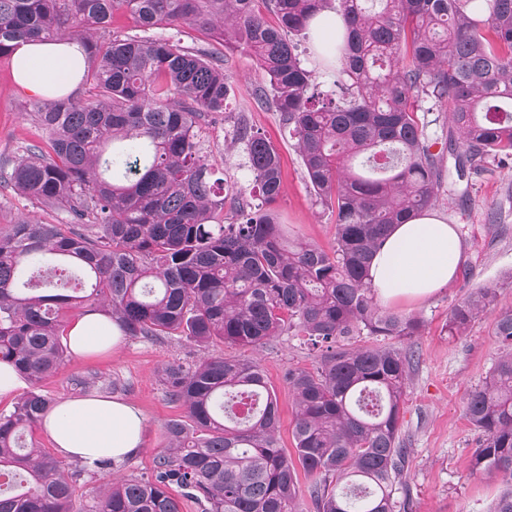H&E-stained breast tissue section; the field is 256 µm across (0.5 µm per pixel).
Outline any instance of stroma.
<instances>
[{
	"label": "stroma",
	"instance_id": "35a3bbf8",
	"mask_svg": "<svg viewBox=\"0 0 512 512\" xmlns=\"http://www.w3.org/2000/svg\"><path fill=\"white\" fill-rule=\"evenodd\" d=\"M224 71L230 85L226 109L208 125L218 176L231 192L259 203L243 147L233 135L237 120L246 119L274 144L281 157L282 190L273 205L280 222L287 225L291 237L331 248L333 219L316 203L287 128L278 112L258 104L252 95L262 80L254 58L242 50H225ZM37 101V96L17 83L12 67L0 66V160L12 158L17 139H41L42 132L31 118ZM511 186L509 167L474 180L471 207L440 194L434 210L447 223L466 228L463 264L453 283L433 296L389 305L390 310L424 321L420 336L412 341L416 359L403 408L402 437L410 450V512H492L503 489L500 480L473 472L471 459L480 437L463 411L468 393L488 376L503 350L492 333L495 315H481L464 336L456 338L448 336L444 324L456 302L484 286L499 288V308H512V196L507 193ZM491 205L500 209L499 223L485 220V210ZM20 218L44 224L58 221L57 215L41 210L11 188H1L0 231ZM207 351L260 361L278 395L280 444L293 450L294 409L284 375L291 367L313 369L317 353L308 351L298 337L287 335L274 338L259 351L229 344ZM207 351L176 338L151 342L127 337L104 355L67 356L60 371L45 378L40 389L56 402L74 395L109 394L139 408L144 416L142 446L134 456L115 464L113 472L119 477L148 476L155 457L167 445L165 423L183 414L168 400L160 369L172 361L193 363Z\"/></svg>",
	"mask_w": 512,
	"mask_h": 512
}]
</instances>
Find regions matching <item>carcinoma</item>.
<instances>
[{
	"label": "carcinoma",
	"mask_w": 512,
	"mask_h": 512,
	"mask_svg": "<svg viewBox=\"0 0 512 512\" xmlns=\"http://www.w3.org/2000/svg\"><path fill=\"white\" fill-rule=\"evenodd\" d=\"M117 9L138 32L109 31ZM329 9L346 25L342 43L324 47L336 98L299 51ZM179 27L256 60L255 99L288 125L334 217L332 250L288 237L271 209L280 155L243 120L234 138L262 202L252 211L220 193L202 126L224 112V56L154 33ZM33 40L82 42L95 93L37 107L48 149L19 141L15 159L0 161V183L65 215L0 232V362L33 386L0 411V512H75L70 466L22 441L52 407L34 386L64 364L69 307L108 315L132 339L260 349L286 334L320 351L314 370L285 376L292 456L259 362L164 364L166 395L184 415L165 423L152 476L119 480L112 460L95 462L105 476L82 512H180L175 486L204 512H302L301 472L315 512H408L401 426L415 358L403 343L424 321L382 310L368 271L394 225L456 193L447 156L460 180L512 160V0H0V58ZM498 296L482 287L456 303L448 335H463ZM494 335L504 350L464 415L483 436L472 471L501 480L494 512H512V309L497 314ZM356 336L390 343L355 347Z\"/></svg>",
	"instance_id": "obj_1"
}]
</instances>
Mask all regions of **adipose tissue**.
<instances>
[{
  "label": "adipose tissue",
  "instance_id": "obj_1",
  "mask_svg": "<svg viewBox=\"0 0 512 512\" xmlns=\"http://www.w3.org/2000/svg\"><path fill=\"white\" fill-rule=\"evenodd\" d=\"M77 43L31 41L15 54L19 83L39 96L64 93L73 85ZM463 242L453 225L427 210L395 225L369 271L381 301H415L454 279L463 259ZM123 336L106 317L90 313L66 338L72 353L82 356L116 348ZM42 427L65 456L93 464L101 458L120 462L142 444L143 416L135 406L93 396L66 399L43 419Z\"/></svg>",
  "mask_w": 512,
  "mask_h": 512
}]
</instances>
